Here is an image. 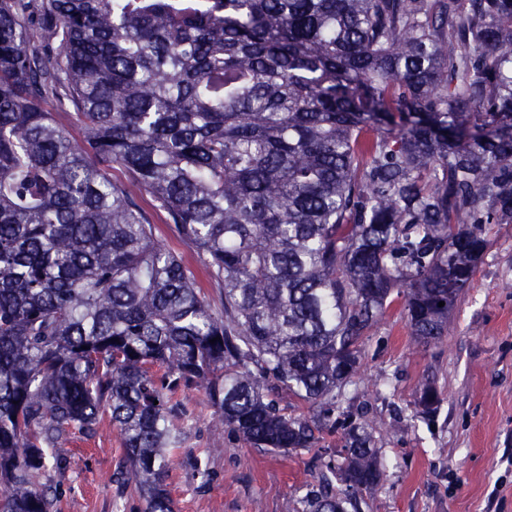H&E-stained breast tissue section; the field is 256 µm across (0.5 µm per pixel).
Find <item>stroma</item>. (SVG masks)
Returning <instances> with one entry per match:
<instances>
[{
  "label": "stroma",
  "instance_id": "1",
  "mask_svg": "<svg viewBox=\"0 0 512 512\" xmlns=\"http://www.w3.org/2000/svg\"><path fill=\"white\" fill-rule=\"evenodd\" d=\"M134 197L160 242L195 263L152 198ZM488 237L448 336L417 345L396 310L368 333L341 400L367 422L380 464L378 487L357 496L360 512H512V224L489 225ZM427 382L441 394L432 417L417 404ZM177 399L190 418L168 462L174 512H302L321 480L317 449L274 455L216 429L204 386ZM56 455L59 467L37 477L55 484L56 512H142L110 418L93 437H64Z\"/></svg>",
  "mask_w": 512,
  "mask_h": 512
}]
</instances>
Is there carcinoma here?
<instances>
[{
	"label": "carcinoma",
	"instance_id": "obj_1",
	"mask_svg": "<svg viewBox=\"0 0 512 512\" xmlns=\"http://www.w3.org/2000/svg\"><path fill=\"white\" fill-rule=\"evenodd\" d=\"M488 224H512V0H0V512H54L37 474L107 412L145 512H173L200 383L254 448L341 427L304 508L347 512L380 481L340 406L364 339L397 302L417 343L448 335ZM46 112H51L55 122L67 129L78 144H82L83 136L79 127L75 123L74 114L69 109L62 107L54 99H47L43 103ZM113 174L116 178L130 186L137 203L149 217L151 224H155L156 234L160 242L168 250L181 256L186 262L196 266L195 251L178 236L172 226L167 224L165 214L155 207L152 198L145 192L132 187L127 176L120 169H115Z\"/></svg>",
	"mask_w": 512,
	"mask_h": 512
}]
</instances>
